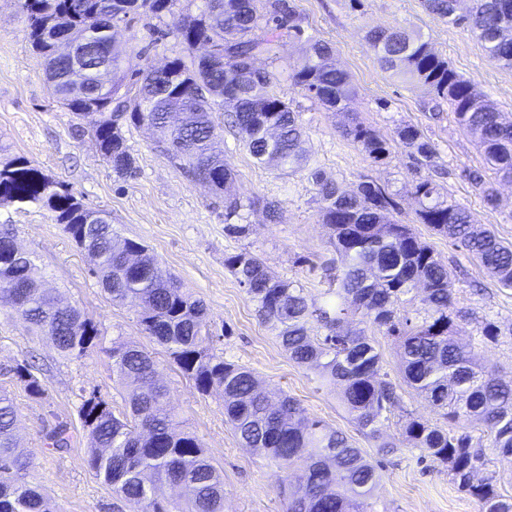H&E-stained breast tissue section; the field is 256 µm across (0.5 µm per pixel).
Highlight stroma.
Segmentation results:
<instances>
[{
  "mask_svg": "<svg viewBox=\"0 0 512 512\" xmlns=\"http://www.w3.org/2000/svg\"><path fill=\"white\" fill-rule=\"evenodd\" d=\"M306 37L282 38L273 57L257 65L278 72L275 89L290 102L306 132L311 168L321 169L344 190L371 179L395 195L396 219L415 225L421 240L440 254L457 290L460 307L470 311L461 340L473 344L487 369L512 377V288L496 279L463 249L416 221L418 203L411 193L416 180L430 177L474 221L512 242V183H498V207L484 204L467 178L482 167L481 150L451 116L430 119L429 94L384 70L364 36L373 27H399L421 35L459 74L512 121V69L492 62L469 30L430 13L422 0H294ZM153 18L143 15L114 30L116 41L129 47L127 72L166 64L184 48L174 37L152 42ZM329 42L336 65L348 72L355 89L350 109L384 137L404 122L419 125L435 145L439 167L429 172L407 150L396 146L386 164L375 165L336 130L337 118L292 88L281 76L289 62L303 55L308 39ZM94 116H75L53 101L42 57L33 51L28 21L16 0H0V161L21 156L46 175L67 185L89 208L108 216L122 237L146 243L162 267L182 288L203 301L212 338L204 347L225 360L252 370L262 387L296 399L309 417L346 434L364 455L378 464L382 481L374 492L376 512H477L476 503L449 480L445 469L404 448L381 459L340 405L336 391L320 385L311 370L289 360L271 327L224 266V257L243 249L256 252L277 275L301 281L308 299L323 303L328 281L324 268L334 256L330 230L317 215L308 171L288 177L258 166L231 131H224V163L235 179L231 192L240 198L277 200L280 223H267L262 211L244 212L250 233L232 238L224 232V199L208 186L188 178L166 156L155 151L145 129L128 127L126 144L137 160L133 176L117 177L96 152L85 132ZM12 232L29 252L50 289L100 329L103 342L86 356L60 354L50 340L37 335L8 304L0 302V388L7 389L18 411L19 449L28 458V479L50 496L55 512H135L133 504L111 489L85 463L89 439L78 416L83 396L95 393L123 411L121 388L112 377L107 350L114 339L130 341L151 353L179 412V427L194 433L224 476V512H285L281 485L298 486L300 467L287 469L242 448L224 422V402L197 391L164 348L148 336L131 307L111 302L92 275L91 259L56 224L48 210L36 206L0 205V230ZM496 322L495 341L480 336L482 321ZM35 362L46 384L41 398L28 396L10 370ZM67 425L68 448H47L45 435Z\"/></svg>",
  "mask_w": 512,
  "mask_h": 512,
  "instance_id": "35a3bbf8",
  "label": "stroma"
}]
</instances>
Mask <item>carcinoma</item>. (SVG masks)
I'll return each mask as SVG.
<instances>
[{
  "label": "carcinoma",
  "instance_id": "obj_1",
  "mask_svg": "<svg viewBox=\"0 0 512 512\" xmlns=\"http://www.w3.org/2000/svg\"><path fill=\"white\" fill-rule=\"evenodd\" d=\"M177 0H18L26 15L29 41L44 58L52 97L78 115L93 110L103 120L89 131L102 160L122 177L135 173L123 127H145L160 134L154 149L166 155L187 176L210 179L224 195V232L241 238L250 225L233 223L242 211L259 208L277 224L279 204L265 198L242 200L228 194L234 173L224 166L221 127L213 113L227 106L231 127L255 163L282 177L308 165L304 129L288 100L274 89L277 75L256 71L253 62L270 54L283 31L300 40L305 35L293 0H218L200 13L177 14ZM458 0H423L425 9L470 30L491 61L512 66V0H476L464 14ZM145 10L172 21L159 30L186 49L198 41L210 44L207 57L177 56L167 68L147 67L135 82L128 80V50L112 39L116 23L129 24ZM86 34L82 47L87 67V93L73 87L67 57L56 46L74 33ZM366 40L381 66L428 92L432 116L441 103L483 149L494 174L512 176V122H504L492 101L458 74L419 35L396 28L371 29ZM333 47L322 40L309 54L288 64L290 85L336 113V129L372 162L391 155L388 139L364 124L348 104L349 74L333 61ZM125 93H120V90ZM394 142L423 166H437V151L423 130L402 123ZM319 221L333 236L335 258L330 287L320 306L308 303L298 280L272 274L263 259L248 250L231 253L224 265L245 288L261 320L270 325L288 357L314 370L321 385L338 390L340 403L379 452L394 454L416 448L441 465L457 489L471 497L478 512H512V495L499 491V473L492 463H512V381L485 371L478 353L458 340L466 312L457 307L448 269L435 250L421 241L414 227L394 219L393 194L364 179L350 192L315 168ZM484 202L498 204L496 183L477 171L468 172ZM417 223L463 247L504 288H512V243L476 224L470 213L425 178L413 186ZM0 203L34 204L52 214L75 243L87 238L100 258L95 275L112 302L137 309L147 335L163 345L169 358L203 395L224 400V418L242 447L289 468H304L299 488L287 495V512H373L371 499L380 483L378 466L349 438L310 418L292 397L276 401L254 373L224 360L201 345L207 308L182 291L148 247L122 238L110 224H87L88 209L62 182L14 157L0 163ZM0 232V301L38 333L49 337L67 357H82L100 342V330L74 306L57 305L42 287L25 252ZM317 323L321 334L311 333ZM373 327L397 348L403 382L429 404L443 411L448 426L407 417L401 439L384 433L388 415L401 407L397 385L381 378L383 354L366 335ZM112 372L130 412L122 417L99 396L83 398L79 416L90 445L86 463L119 498L137 512H224V478L212 464L199 438L178 429L169 390L156 378L155 362L131 342L114 341ZM15 380L29 396L40 398L45 381L32 366L14 367ZM17 410L0 391V512H53L51 499L26 479L29 461L18 451ZM481 426L486 439L473 436ZM64 425L47 434L48 446L68 447ZM183 489L182 500L170 502L159 485Z\"/></svg>",
  "mask_w": 512,
  "mask_h": 512
}]
</instances>
